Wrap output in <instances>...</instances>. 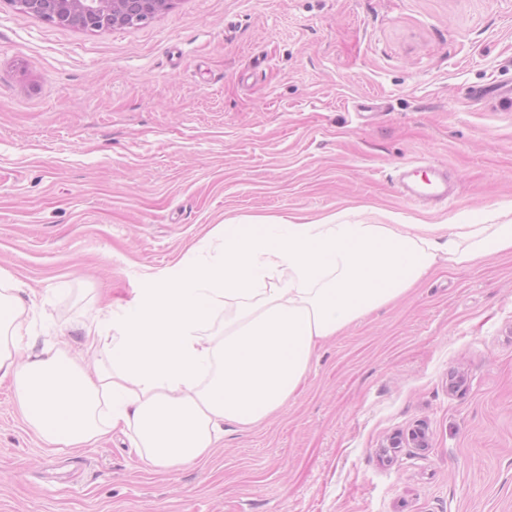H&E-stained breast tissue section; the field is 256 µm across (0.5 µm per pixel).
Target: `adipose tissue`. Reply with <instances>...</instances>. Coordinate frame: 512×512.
I'll use <instances>...</instances> for the list:
<instances>
[{"label":"adipose tissue","mask_w":512,"mask_h":512,"mask_svg":"<svg viewBox=\"0 0 512 512\" xmlns=\"http://www.w3.org/2000/svg\"><path fill=\"white\" fill-rule=\"evenodd\" d=\"M504 253L512 222L228 224L223 261L191 257L152 278L119 341L103 325L83 327L87 350L107 356L91 372L62 348L17 359L23 286L0 272V380H10L47 443L76 446L128 429L147 467L179 468L209 456L225 424L247 428L282 409L321 344L405 295L438 262L471 268ZM230 307L223 336L205 335Z\"/></svg>","instance_id":"1"}]
</instances>
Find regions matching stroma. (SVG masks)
I'll return each instance as SVG.
<instances>
[{"instance_id":"obj_1","label":"stroma","mask_w":512,"mask_h":512,"mask_svg":"<svg viewBox=\"0 0 512 512\" xmlns=\"http://www.w3.org/2000/svg\"><path fill=\"white\" fill-rule=\"evenodd\" d=\"M512 0H177L80 32L0 8V269L23 350L111 326L221 225L512 221ZM375 108L360 112L364 101ZM436 167L448 200L404 196ZM424 426L429 446L387 445ZM0 512H512V255L437 266L323 344L276 415L145 467L52 446L0 382Z\"/></svg>"}]
</instances>
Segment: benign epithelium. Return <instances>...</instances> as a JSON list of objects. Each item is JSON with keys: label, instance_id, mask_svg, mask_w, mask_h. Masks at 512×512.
I'll return each mask as SVG.
<instances>
[{"label": "benign epithelium", "instance_id": "7a95c632", "mask_svg": "<svg viewBox=\"0 0 512 512\" xmlns=\"http://www.w3.org/2000/svg\"><path fill=\"white\" fill-rule=\"evenodd\" d=\"M20 13L82 31L144 25L177 0H0Z\"/></svg>", "mask_w": 512, "mask_h": 512}]
</instances>
